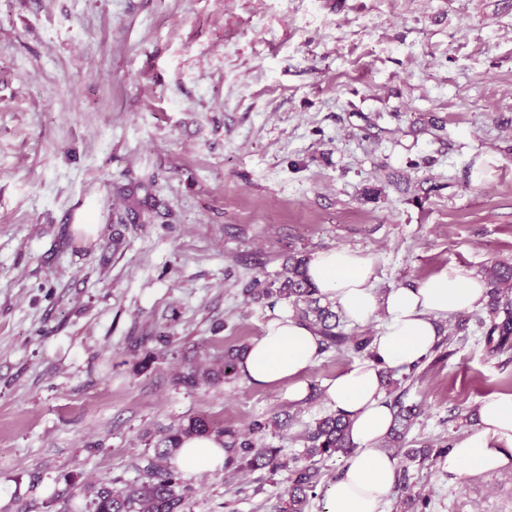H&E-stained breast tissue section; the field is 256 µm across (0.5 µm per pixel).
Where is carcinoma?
Here are the masks:
<instances>
[{
  "label": "carcinoma",
  "instance_id": "carcinoma-1",
  "mask_svg": "<svg viewBox=\"0 0 512 512\" xmlns=\"http://www.w3.org/2000/svg\"><path fill=\"white\" fill-rule=\"evenodd\" d=\"M140 190L144 192L142 198L138 196ZM149 198L150 190L144 185L128 190L124 194L126 218L145 220ZM306 263L307 258L302 255L291 256L282 279L265 283L257 281L244 289L243 294L251 299H287L293 305L295 316L320 334L324 349L346 350L373 357L369 349L371 337L364 332H346L335 306L329 302L321 303L319 290L308 279ZM486 279L490 286L487 316L477 318V325L483 329L485 341L492 350L504 351L512 347V265H491L486 270ZM240 353L239 349H229L211 368L202 371L194 369L181 377L180 382L194 388L221 379H233L238 375ZM392 408L393 426L382 443L384 448L404 446L411 421L419 414L416 407H406L399 402L394 403ZM271 426H278V421L257 420L246 432L232 428L220 430L226 452L224 469L241 471L268 468L274 471L282 467L279 449L263 448L254 440V434ZM349 427L350 421L343 415L331 413L307 428L302 458L294 459L293 465L288 468V512H306L310 501L318 496L321 461L335 455L347 457L351 454L353 445L349 438ZM211 431L210 423L200 417H193L171 431L156 445L154 456L147 460L137 477L131 480L114 478L90 490L92 512H184L187 489L183 485L181 472L170 463V459L181 437ZM450 448V444L436 451L428 447L411 448L407 455L423 464L447 454Z\"/></svg>",
  "mask_w": 512,
  "mask_h": 512
}]
</instances>
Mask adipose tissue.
<instances>
[{
	"label": "adipose tissue",
	"instance_id": "ef3b65f1",
	"mask_svg": "<svg viewBox=\"0 0 512 512\" xmlns=\"http://www.w3.org/2000/svg\"><path fill=\"white\" fill-rule=\"evenodd\" d=\"M376 262L360 251H318L307 259V275L325 300L347 321L366 324L382 317L372 338V359L355 363L321 387L326 405L350 421L354 452L323 491L322 512H384L396 482V463L381 443L393 425L383 372H403L428 357L441 336V320L481 307L484 280L451 264L412 287L378 294ZM324 355L318 333L285 309L266 320L260 336L246 346L238 370L249 385L285 387L290 401H305L306 377ZM479 426L457 440L442 460L449 478L465 472H496L512 467V392L490 393L479 408ZM224 440L214 433L182 439L177 466L200 475L224 468Z\"/></svg>",
	"mask_w": 512,
	"mask_h": 512
}]
</instances>
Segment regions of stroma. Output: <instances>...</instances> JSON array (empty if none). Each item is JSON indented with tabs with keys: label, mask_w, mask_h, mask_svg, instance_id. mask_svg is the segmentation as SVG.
I'll use <instances>...</instances> for the list:
<instances>
[{
	"label": "stroma",
	"mask_w": 512,
	"mask_h": 512,
	"mask_svg": "<svg viewBox=\"0 0 512 512\" xmlns=\"http://www.w3.org/2000/svg\"><path fill=\"white\" fill-rule=\"evenodd\" d=\"M149 180L150 223H118L120 188ZM338 248L375 259L381 292L512 263V0H0V512H82L191 417H278L260 445L301 456L357 355L325 352L301 403L178 379L288 307L245 302L251 280ZM457 323L404 384L408 447L512 391V348ZM395 459L430 505L395 492L390 512H512V470ZM185 481L184 512L288 500L285 466Z\"/></svg>",
	"instance_id": "stroma-1"
}]
</instances>
